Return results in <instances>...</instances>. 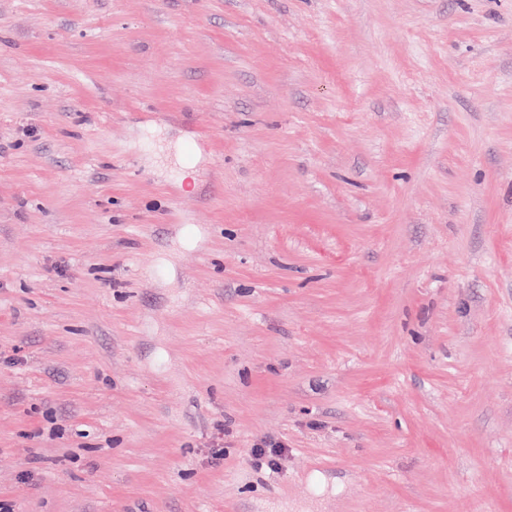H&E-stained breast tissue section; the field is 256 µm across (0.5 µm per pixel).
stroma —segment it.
<instances>
[{
    "label": "stroma",
    "mask_w": 512,
    "mask_h": 512,
    "mask_svg": "<svg viewBox=\"0 0 512 512\" xmlns=\"http://www.w3.org/2000/svg\"><path fill=\"white\" fill-rule=\"evenodd\" d=\"M4 505L512 512V0H0Z\"/></svg>",
    "instance_id": "1"
}]
</instances>
